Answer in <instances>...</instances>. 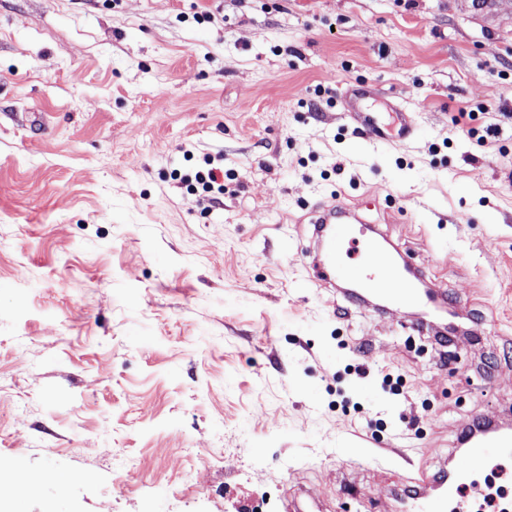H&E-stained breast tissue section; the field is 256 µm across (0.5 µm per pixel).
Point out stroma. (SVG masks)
Here are the masks:
<instances>
[{
  "mask_svg": "<svg viewBox=\"0 0 512 512\" xmlns=\"http://www.w3.org/2000/svg\"><path fill=\"white\" fill-rule=\"evenodd\" d=\"M471 3L0 0V459L46 476L0 512H394L512 418V0ZM332 203L482 333L447 361L321 281ZM475 479L512 499V458ZM361 85H350L344 93L345 108L359 123V129L365 139L372 142H381L388 139L384 126L380 123L375 112L364 111L357 106L358 100L364 96ZM192 194H199L212 208L224 197V168L213 166L210 157L204 158V166L182 177ZM222 179V181H221Z\"/></svg>",
  "mask_w": 512,
  "mask_h": 512,
  "instance_id": "1",
  "label": "stroma"
}]
</instances>
